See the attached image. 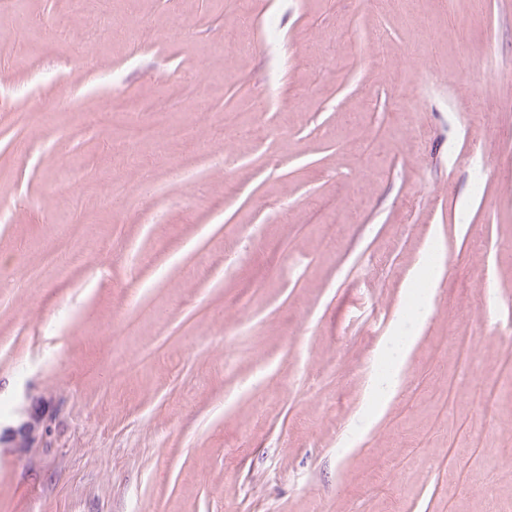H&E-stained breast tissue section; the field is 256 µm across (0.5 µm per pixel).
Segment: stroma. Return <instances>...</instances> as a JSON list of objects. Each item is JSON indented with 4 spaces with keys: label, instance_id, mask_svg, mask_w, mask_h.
Segmentation results:
<instances>
[{
    "label": "stroma",
    "instance_id": "stroma-1",
    "mask_svg": "<svg viewBox=\"0 0 512 512\" xmlns=\"http://www.w3.org/2000/svg\"><path fill=\"white\" fill-rule=\"evenodd\" d=\"M403 9L0 0V424L51 419L49 447L0 443V512H512V0ZM116 86L211 152L157 155ZM428 251L432 312L364 424ZM450 346L458 372L471 373L473 371V337L458 333L452 337Z\"/></svg>",
    "mask_w": 512,
    "mask_h": 512
}]
</instances>
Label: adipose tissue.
<instances>
[{
  "label": "adipose tissue",
  "instance_id": "1",
  "mask_svg": "<svg viewBox=\"0 0 512 512\" xmlns=\"http://www.w3.org/2000/svg\"><path fill=\"white\" fill-rule=\"evenodd\" d=\"M430 311L429 292L425 290L417 292L416 303L410 313L412 328L397 329L393 336L387 337L382 346L381 352L385 359V365L374 374L370 382L369 401L371 404L376 405L387 401L399 388L401 375L417 340L415 328L426 321Z\"/></svg>",
  "mask_w": 512,
  "mask_h": 512
}]
</instances>
